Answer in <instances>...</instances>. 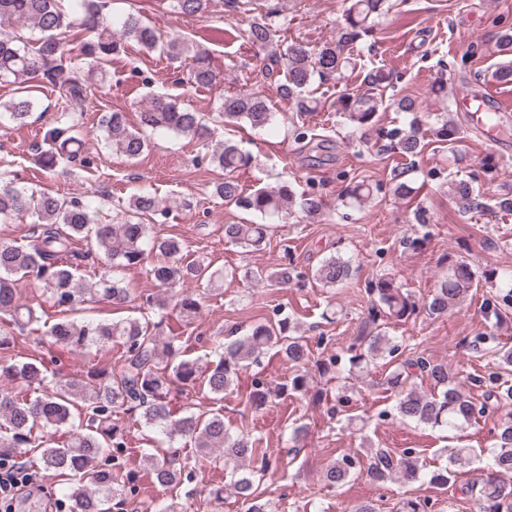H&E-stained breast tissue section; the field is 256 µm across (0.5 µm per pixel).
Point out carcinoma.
Returning a JSON list of instances; mask_svg holds the SVG:
<instances>
[{"label":"carcinoma","mask_w":512,"mask_h":512,"mask_svg":"<svg viewBox=\"0 0 512 512\" xmlns=\"http://www.w3.org/2000/svg\"><path fill=\"white\" fill-rule=\"evenodd\" d=\"M174 9L186 16L204 14L211 0H170ZM108 0H0V22H15L22 28L38 33L35 44L16 29L0 25V82L28 89L33 82H47L59 89L67 101L86 97L88 82L81 69L88 65L100 71L112 64L121 42L132 41L147 53H159L173 63L186 64L184 81L197 88H208L219 82V73L211 65L209 50L203 45L179 37H170L149 26L133 14L116 22L107 13ZM389 8L388 0H350L344 10V24L339 38L317 50L302 41H291L283 54L274 59L284 80L280 94L294 101L290 122L295 140L314 139L313 128L306 118L317 109V100L309 88L315 78L329 77L347 67L341 46L371 35L375 20ZM278 10L269 9L250 22L242 36L257 47H269L279 41L281 27L275 23ZM76 27L86 32L79 53L65 48L63 31ZM499 52L506 61L498 64L495 75L504 83L512 82V33H504ZM36 105L32 95H21L0 101V129L23 125ZM383 99L375 92L345 97L340 102L343 124L359 130L371 124ZM405 114L408 129L397 132L396 146L400 154L415 156L425 143L421 135V115L410 99L396 102ZM277 109L264 95L250 91H228L221 96L212 116L181 107L165 95L153 97L139 111L138 126L128 124L123 112H108L101 119L104 146L114 154L128 159L139 157L147 150L148 133L165 132L191 140L206 141L216 128L245 123L253 129L275 131ZM432 131L437 142L453 145L461 139V128L447 116H431ZM72 115L48 129L40 146L43 170L53 173L56 168L78 159L71 149L77 142ZM207 162L224 173L211 185V195L224 205L252 213L262 218L286 219L296 214L314 217L322 213L325 202L317 194L297 193L286 183L261 187L247 193L235 173L252 164V156L237 142L224 140L215 144ZM460 211L470 213L489 207L512 214V195L503 194L489 205L474 193L464 180L450 184ZM373 188L363 182L348 188L344 199L362 205L370 200ZM170 206L149 192L131 196L125 206L127 218L120 224L96 223L97 210L88 196L60 197L36 191L12 179L0 177V223L31 219L34 240L29 244L0 241V317H9V324L23 331L41 321L31 306L20 303L16 282L36 276L49 294L52 306L70 312L95 299L107 300L120 309L130 301V292L118 272L143 263L150 252L160 259L148 271L160 293L147 298L150 309L165 313L173 307L180 317L189 321L200 312L196 295L183 290L189 282L211 286L224 278L220 269L202 259L187 258L186 246L174 237L152 235V225L142 221L144 215L169 213ZM268 224H226L227 244L247 252L259 250L266 242ZM82 241L87 248L79 247ZM101 254L106 266L88 281L79 275L92 255ZM351 274L350 261L339 256L325 259L315 270L314 277L332 288L343 283ZM484 280L496 287L493 296L484 299L483 307L493 313L496 327L509 319L501 306L512 305V270L490 268L482 271ZM247 280L273 279L288 283L292 272L288 267L267 274L252 268L243 269ZM477 271L459 259L448 261V271L439 280L427 304L429 313L445 314L469 297L476 287ZM366 293L372 297L367 316L358 326L357 335L347 347L349 357L337 355L316 361L320 374H357L388 360L393 370L386 384L401 392L395 410L403 422H414L431 428L462 430L476 417L491 409L512 406V347H500L495 352L497 371L489 374V388L483 400L477 402L463 394L445 363L433 362L418 355L405 353L403 341L389 335L390 326L406 323L418 315L420 307L411 292L390 277L381 276L368 282ZM161 322L126 318L118 321H97L78 324L66 317L47 326L45 335L51 343L72 351L82 352L94 346L110 347L120 342L125 358L119 369L91 366L81 378H63L50 371L43 359L18 363L10 349L13 336L0 328V378L17 380L22 391L0 390V456L9 454L23 458L30 450L38 452L43 470L66 476L69 486L65 497L70 512H127L135 495L136 475L127 469L128 440L126 428L118 424L119 413L139 416L141 425L158 429L169 439L186 440L190 447L204 456L218 453L215 461L232 466L235 479L232 489L247 512H273L272 504L255 495V483L275 473L279 458L260 447L259 440L248 433H231L224 425L222 408L198 414L189 407L180 411L170 407V385L177 381L205 389L218 403L232 387L238 372L260 363L265 351L275 348L285 356L296 373L272 389L257 388L252 402L261 406L270 397L305 392L308 389L306 366L309 349L298 335V327L288 316L274 322L258 324L248 334L213 342L216 360L206 373L199 370L198 360L183 357L180 337L171 336L162 342L156 336ZM422 377L433 386L430 393L406 389L413 377ZM83 408L87 415L84 427H73L74 410ZM112 449V462H107L105 449ZM470 453L458 448L448 456V465L426 470L410 448L401 455L379 449L366 470L368 480L383 483L398 475L402 480L446 485L454 467ZM496 473H512V412L500 423L488 451ZM145 460L150 463V477L164 488L181 483L185 467L175 454L163 448H152ZM355 457L344 454L324 469L321 481L328 487L344 484L355 468ZM470 492L475 494L479 512H512V483L497 477L474 479Z\"/></svg>","instance_id":"1"}]
</instances>
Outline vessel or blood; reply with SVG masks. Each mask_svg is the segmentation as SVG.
<instances>
[{"mask_svg": "<svg viewBox=\"0 0 512 512\" xmlns=\"http://www.w3.org/2000/svg\"><path fill=\"white\" fill-rule=\"evenodd\" d=\"M457 102L488 142L503 149L512 147V135L503 131L504 125L512 121V97L465 90L458 94Z\"/></svg>", "mask_w": 512, "mask_h": 512, "instance_id": "obj_1", "label": "vessel or blood"}]
</instances>
